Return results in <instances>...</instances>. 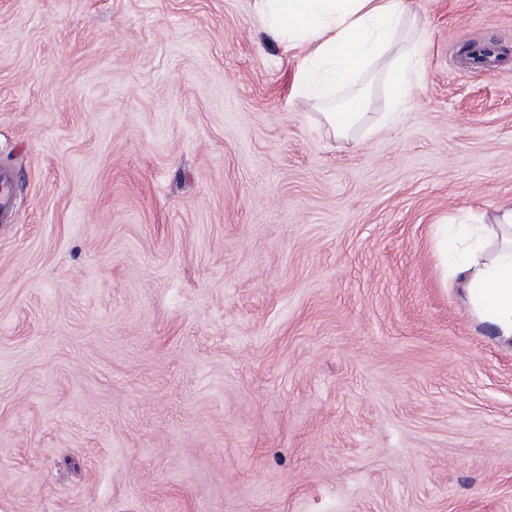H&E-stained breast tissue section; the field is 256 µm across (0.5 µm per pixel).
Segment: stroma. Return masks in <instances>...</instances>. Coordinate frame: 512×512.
<instances>
[{
	"mask_svg": "<svg viewBox=\"0 0 512 512\" xmlns=\"http://www.w3.org/2000/svg\"><path fill=\"white\" fill-rule=\"evenodd\" d=\"M411 7L339 139L255 0H0V512H512V342L438 252L512 202V0Z\"/></svg>",
	"mask_w": 512,
	"mask_h": 512,
	"instance_id": "stroma-1",
	"label": "stroma"
}]
</instances>
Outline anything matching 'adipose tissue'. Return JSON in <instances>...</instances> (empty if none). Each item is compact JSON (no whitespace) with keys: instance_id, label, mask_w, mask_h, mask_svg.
I'll return each instance as SVG.
<instances>
[{"instance_id":"ef3b65f1","label":"adipose tissue","mask_w":512,"mask_h":512,"mask_svg":"<svg viewBox=\"0 0 512 512\" xmlns=\"http://www.w3.org/2000/svg\"><path fill=\"white\" fill-rule=\"evenodd\" d=\"M278 35L308 52L299 91L322 101L358 76L380 68L393 110L422 80L427 34L408 0H255ZM444 256L472 317L493 335L512 339V204H501L444 229Z\"/></svg>"}]
</instances>
